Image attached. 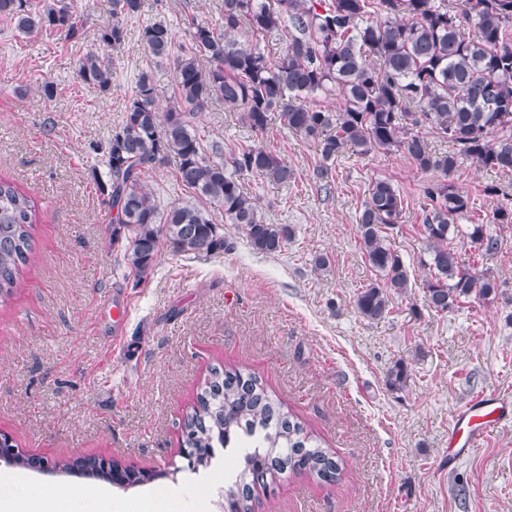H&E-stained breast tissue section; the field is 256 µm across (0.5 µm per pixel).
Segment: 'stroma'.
Listing matches in <instances>:
<instances>
[{"label": "stroma", "mask_w": 512, "mask_h": 512, "mask_svg": "<svg viewBox=\"0 0 512 512\" xmlns=\"http://www.w3.org/2000/svg\"><path fill=\"white\" fill-rule=\"evenodd\" d=\"M222 0H143L141 22H164L176 42L187 15L217 25ZM83 37L20 32L0 20V176L37 202L35 261L11 305L0 310V433L30 454L54 460L103 455L153 481L127 489L89 477L20 470L0 461V477L44 488L72 483L104 491L125 512L163 489L197 493L198 477L179 457L181 424L212 366L258 376L342 463L338 482L282 474L253 489L254 512H512V421L481 444L448 458V433L460 408L481 395L512 396V224L493 225L498 251L476 260L470 240H451L463 264L494 278V298L430 309L419 201L425 174L401 152L346 154L332 168V194L320 192L316 145L272 123L264 138L237 113L213 104L197 130L207 142H259L279 152L296 179L276 185L244 180L267 222L295 236L276 256L254 252L224 221L219 204L203 208L224 227V254L163 253L154 274L136 284L112 239L109 197L97 184L103 153L140 72H148L160 112L177 110L167 61L151 58L129 25L110 51L107 93L83 84L78 61L101 50L100 28L112 0H74ZM52 85L45 96L43 85ZM174 160L156 165L146 185L162 204L191 203L175 183ZM390 178L404 209L389 239L410 275L380 321L362 318L357 290L376 278L360 248L355 215L371 178ZM454 183L480 196L484 214L497 200L489 184L512 194V174L465 166ZM327 254L328 271L312 266ZM405 362L404 389L387 384ZM199 493V492H198Z\"/></svg>", "instance_id": "obj_1"}]
</instances>
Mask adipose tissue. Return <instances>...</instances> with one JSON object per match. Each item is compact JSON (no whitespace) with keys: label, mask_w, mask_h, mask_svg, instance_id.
I'll use <instances>...</instances> for the list:
<instances>
[{"label":"adipose tissue","mask_w":512,"mask_h":512,"mask_svg":"<svg viewBox=\"0 0 512 512\" xmlns=\"http://www.w3.org/2000/svg\"><path fill=\"white\" fill-rule=\"evenodd\" d=\"M100 498L84 486L48 490L9 479L0 485V512H100Z\"/></svg>","instance_id":"obj_1"}]
</instances>
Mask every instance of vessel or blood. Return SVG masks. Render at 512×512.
I'll return each instance as SVG.
<instances>
[{
	"label": "vessel or blood",
	"instance_id": "b4317fda",
	"mask_svg": "<svg viewBox=\"0 0 512 512\" xmlns=\"http://www.w3.org/2000/svg\"><path fill=\"white\" fill-rule=\"evenodd\" d=\"M512 416V398L482 396L460 410L448 435V445L464 449L476 447L492 430L493 417Z\"/></svg>",
	"mask_w": 512,
	"mask_h": 512
}]
</instances>
